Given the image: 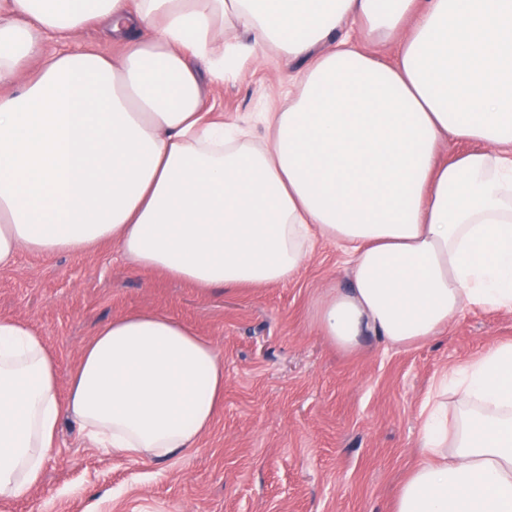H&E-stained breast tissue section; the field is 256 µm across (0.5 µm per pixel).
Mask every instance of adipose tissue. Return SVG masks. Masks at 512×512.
<instances>
[{
	"mask_svg": "<svg viewBox=\"0 0 512 512\" xmlns=\"http://www.w3.org/2000/svg\"><path fill=\"white\" fill-rule=\"evenodd\" d=\"M106 26L120 59L44 53ZM302 62L267 139L203 107L226 29ZM401 35L395 61L352 36ZM0 270L111 241L205 287L284 284L346 257L314 322L350 350L428 342L467 308L512 312V0H0ZM224 399L215 345L133 312L82 347L68 394L24 321L0 319V499L40 483L63 419L104 452L196 447ZM392 512H512V341L443 372Z\"/></svg>",
	"mask_w": 512,
	"mask_h": 512,
	"instance_id": "ef3b65f1",
	"label": "adipose tissue"
}]
</instances>
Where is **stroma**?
Masks as SVG:
<instances>
[{"label": "stroma", "instance_id": "stroma-1", "mask_svg": "<svg viewBox=\"0 0 512 512\" xmlns=\"http://www.w3.org/2000/svg\"><path fill=\"white\" fill-rule=\"evenodd\" d=\"M298 63L273 49L240 56L205 109L262 136ZM344 256L323 242L288 283L203 288L135 271L117 245L83 256L22 253L0 273V318H19L53 350L68 385L103 323L174 315L224 358V404L198 447L164 461L112 456L63 424L43 482L0 512H390L419 460V412L443 371L512 341V313L465 310L437 339L345 351L314 324L326 288L346 285Z\"/></svg>", "mask_w": 512, "mask_h": 512}]
</instances>
